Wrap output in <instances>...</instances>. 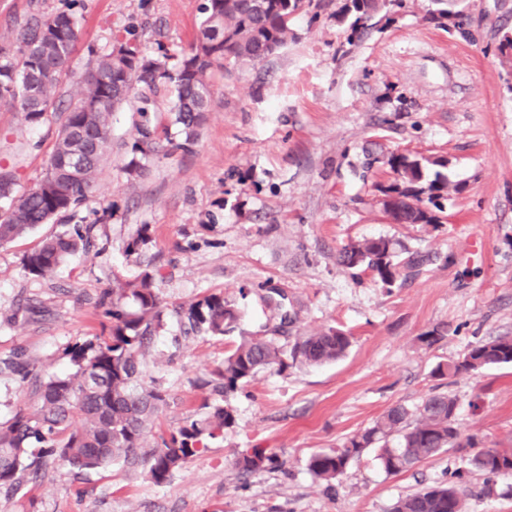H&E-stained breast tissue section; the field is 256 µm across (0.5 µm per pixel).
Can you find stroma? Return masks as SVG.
<instances>
[{
    "label": "stroma",
    "instance_id": "1",
    "mask_svg": "<svg viewBox=\"0 0 512 512\" xmlns=\"http://www.w3.org/2000/svg\"><path fill=\"white\" fill-rule=\"evenodd\" d=\"M344 0H320L292 20L294 39L264 61L216 68L211 110L192 152L163 144L141 178L128 179L124 144L139 119L116 108L112 135L88 200L74 216L0 245V359L25 353L43 375L70 372L67 347L101 331L95 302L113 279L154 275L167 307L223 293L240 312L237 335L270 333L279 313L270 288L284 291L300 331L350 332L342 359L313 368L259 373L227 395L235 416L223 438L161 486L119 466L74 477L60 464L28 478L0 512H390L461 467L448 450L389 475L369 448L332 482L315 479L308 457L342 446L390 408L415 409L427 395L457 400L464 433L512 448V365L451 380L433 368L491 336H512V0H466L455 26L432 15L433 0H404L359 37L336 14ZM204 0H79L70 74L55 93L57 112L39 126L0 105V167L20 190L36 187L78 82L115 37L179 60L195 43ZM58 0H0V38ZM444 162L448 221L430 228L394 224L383 186L390 155ZM90 227L94 246L50 276L27 273L23 258L42 237ZM150 240L126 246L140 225ZM388 238L399 261L428 260L393 287L339 261L351 241ZM445 339L427 346L424 335ZM237 335H184L167 319L153 339L145 374L170 395L161 430L200 413L198 379L221 369ZM254 448L280 465L241 473ZM467 512H512V474L485 482L471 474Z\"/></svg>",
    "mask_w": 512,
    "mask_h": 512
}]
</instances>
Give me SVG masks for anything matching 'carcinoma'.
I'll return each mask as SVG.
<instances>
[{"label": "carcinoma", "mask_w": 512, "mask_h": 512, "mask_svg": "<svg viewBox=\"0 0 512 512\" xmlns=\"http://www.w3.org/2000/svg\"><path fill=\"white\" fill-rule=\"evenodd\" d=\"M75 0H61L48 16L31 15L11 41H0V103L22 112L30 125H39L54 111L53 96L79 38ZM395 0H346L340 21L357 36ZM439 18L465 19L462 0H434ZM305 0H206L200 34L189 53L173 68L169 55L148 56L129 40L115 41L110 52L96 58L78 91V103L68 109L55 148L39 185L17 189L13 170H0V245L22 237L57 217L68 215L92 193L95 176L111 138L114 109L132 99L141 103V120L129 145L126 172L139 177L155 151L158 132L148 117L151 95L174 86L173 124L189 151L210 109L211 71L226 62L261 61L294 37L292 15ZM396 182L381 189L389 201L386 213L397 224L435 227L447 220L441 199L449 195L448 179L440 172L426 179V166L405 155H391ZM90 248V239L76 227L45 237L24 258L26 271L37 277L52 274L70 255ZM341 263L370 271L391 287L401 277L400 263L390 240L351 241L340 252ZM103 332L66 349L73 371L43 376L35 363L19 357L0 360V372L19 377L31 387L34 410L19 408L0 425V491L18 492L26 475L45 473L57 461L78 473L122 464L155 485L196 455L205 440H216L235 423L231 408L206 400L203 412L177 429L154 436L156 420L167 405V393L156 381H145L143 358L163 326L165 307L145 271L132 281L115 280L97 302ZM185 334L226 336L236 331L240 314L212 293L172 309ZM295 320L284 312L273 336H241L224 357L217 378L206 382L211 394L226 396L275 369L316 366L345 356L352 343L346 331L328 327L292 335ZM512 364V336H493L471 346L457 359L438 363L432 376L453 379L483 368ZM456 399L439 393L411 411L396 406L375 424L350 437L336 451L312 454L307 469L330 482L367 448L377 447L378 464L388 475L406 471L444 448L463 454L470 470L492 482L501 468L512 469V448L479 445L456 422ZM236 467L252 473L278 460L264 448L239 456ZM466 472L456 470L448 480L399 499L392 512H465L461 485Z\"/></svg>", "instance_id": "obj_1"}]
</instances>
